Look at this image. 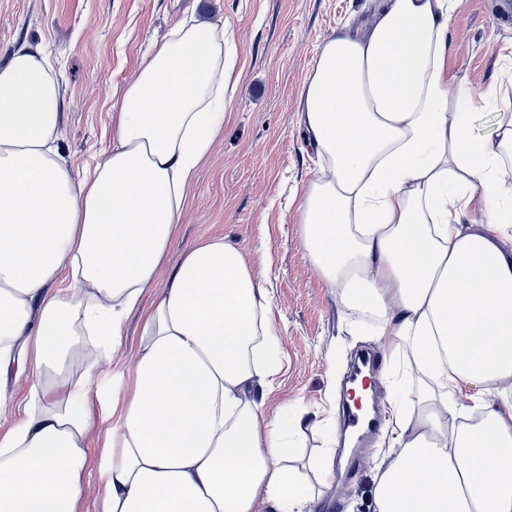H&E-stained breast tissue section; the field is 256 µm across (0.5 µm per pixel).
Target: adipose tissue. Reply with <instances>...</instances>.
I'll return each instance as SVG.
<instances>
[{
	"instance_id": "1",
	"label": "adipose tissue",
	"mask_w": 512,
	"mask_h": 512,
	"mask_svg": "<svg viewBox=\"0 0 512 512\" xmlns=\"http://www.w3.org/2000/svg\"><path fill=\"white\" fill-rule=\"evenodd\" d=\"M454 5L367 0L298 95L324 163L302 247L415 380L392 388L374 512H512V116L473 133L477 106L448 71ZM234 73L223 23L177 22L80 174L57 147L44 48L0 66V418L28 385L0 434V512H76L92 454L98 512H313L289 464L302 414L267 418L253 395L277 371L268 288L220 237L162 274ZM477 206L483 232H463Z\"/></svg>"
}]
</instances>
